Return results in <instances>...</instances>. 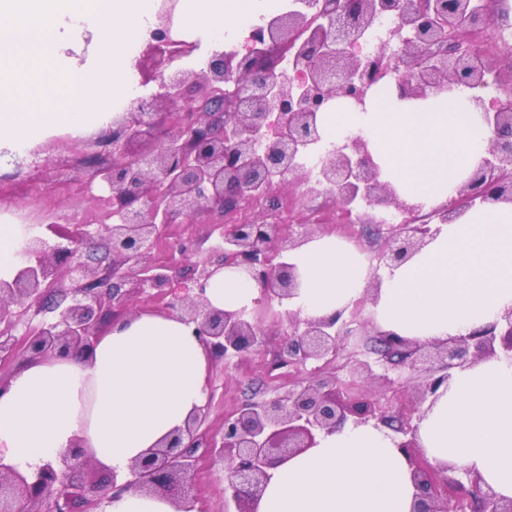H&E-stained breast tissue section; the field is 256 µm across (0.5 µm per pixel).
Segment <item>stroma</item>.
Instances as JSON below:
<instances>
[{"instance_id":"1","label":"stroma","mask_w":512,"mask_h":512,"mask_svg":"<svg viewBox=\"0 0 512 512\" xmlns=\"http://www.w3.org/2000/svg\"><path fill=\"white\" fill-rule=\"evenodd\" d=\"M111 160V129H96L80 139L61 131L50 134L35 146L0 161V217L36 227L53 218L68 227L95 228L109 223L110 192L102 186L97 171ZM190 236L201 242L200 257H207L216 235L207 216L201 215L193 223L169 225L154 252L155 261L169 262L170 245ZM286 320L284 308L271 303L263 317L266 345L259 353L229 363L211 361V403L205 422L211 432H218L225 414L245 400L288 390L289 376L266 371L272 352L282 339ZM194 493L198 512H225L222 464L200 467Z\"/></svg>"}]
</instances>
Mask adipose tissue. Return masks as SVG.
Segmentation results:
<instances>
[{"label": "adipose tissue", "mask_w": 512, "mask_h": 512, "mask_svg": "<svg viewBox=\"0 0 512 512\" xmlns=\"http://www.w3.org/2000/svg\"><path fill=\"white\" fill-rule=\"evenodd\" d=\"M269 18L270 0H177L172 29L232 50ZM157 25V0H0V158L58 128L81 138L111 125L139 94L136 56ZM32 232L0 224V280L22 266ZM286 260L301 282L288 308L301 316L350 311L376 276L382 330L421 342L465 336L512 309V206L470 209L438 225L409 261L377 273L356 244L333 235ZM259 297L239 268L219 270L205 288L219 310H249ZM209 365L179 319L119 320L90 361L35 360L12 378L0 395V460L32 473L77 441L89 459L125 474L204 405ZM418 443L431 462L468 470L512 499V360L456 370L425 412ZM414 495L390 431L348 423L271 470L257 512H411Z\"/></svg>", "instance_id": "obj_1"}]
</instances>
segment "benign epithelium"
Segmentation results:
<instances>
[{
	"mask_svg": "<svg viewBox=\"0 0 512 512\" xmlns=\"http://www.w3.org/2000/svg\"><path fill=\"white\" fill-rule=\"evenodd\" d=\"M395 21V44L368 51L373 31ZM512 28L508 0H301V7L252 29L246 52H214L207 68H175L191 52L169 36L166 24L152 34L149 63L160 92L142 99L112 135V162L99 169L112 192V219L94 230L83 225H45L23 249L25 261L12 281H0V354L10 358L13 337L25 336L29 359L89 356L111 323L133 314L132 295H162L181 277L179 264L161 265L153 250L166 225L194 220L201 213L221 225L212 256L194 263L198 293L168 302V314L192 326V333L214 359L243 358L260 351L265 332L253 312L209 307L204 288L221 268L238 266L260 287L266 303L290 299L299 287L295 267L284 255L311 239L315 224H300L288 235L266 214L250 224H226L224 215L265 196L270 212L279 206L275 184H306L311 192L332 194L340 209H369V222L389 208L421 224L389 229L377 245L375 270L410 259L435 234L431 224L452 221L489 202L512 203V82L495 71L484 53L448 47V32L483 29L488 23ZM381 79L395 83L402 98L425 100L433 94L467 88L483 110L494 138L486 156L448 202L428 211L399 198L379 179L367 143L360 137L325 151L317 171L307 157L323 137L318 114L342 100L365 109ZM192 84L196 94L183 96ZM167 114L172 130L149 151L133 144L150 138L157 116ZM104 240L105 255L89 263L87 248ZM56 297L53 316L36 325L30 311H41L47 295ZM348 315L302 318L291 312L288 329L266 366L267 372L304 370L283 394L248 401L224 417L215 436L201 429L207 406L185 426L148 449L128 466L126 480L112 474L109 492L76 479L92 465L75 443L62 456V468L48 463L32 475L0 461V512H94L108 495L133 489L169 499L178 512H191L192 483L203 459L224 466V501L233 512H256L269 470L315 447L318 438L350 422L396 433L393 442L408 458L416 493L412 512H512L505 499L478 477L453 466L431 464L419 450L418 421L424 404L434 405L441 387L457 369L499 354L512 360V310L467 336L422 343L374 330L377 359H352L353 371L394 384L387 372L406 369L416 380L397 414L370 391L353 390L325 368L342 356L347 336L362 325L365 303Z\"/></svg>",
	"mask_w": 512,
	"mask_h": 512,
	"instance_id": "1",
	"label": "benign epithelium"
}]
</instances>
